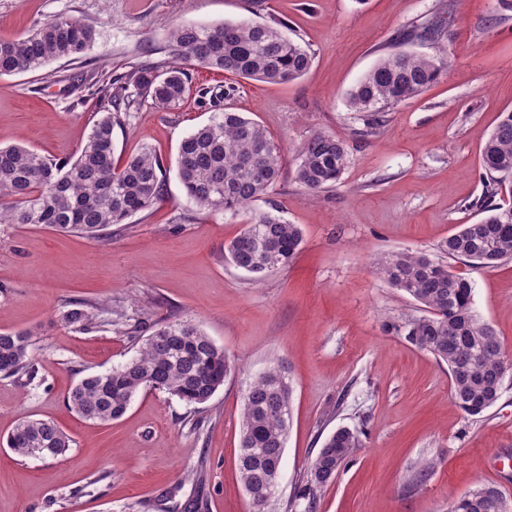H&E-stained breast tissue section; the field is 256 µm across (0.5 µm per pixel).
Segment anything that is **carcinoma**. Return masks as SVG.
Segmentation results:
<instances>
[{"label": "carcinoma", "mask_w": 512, "mask_h": 512, "mask_svg": "<svg viewBox=\"0 0 512 512\" xmlns=\"http://www.w3.org/2000/svg\"><path fill=\"white\" fill-rule=\"evenodd\" d=\"M96 29L70 18L48 19L19 37L0 36V75L34 72L50 62L82 59L95 41ZM173 63L140 65L109 75L97 92L100 113L77 156L65 162L23 145L0 147V224H34L58 232H76L91 239L114 225L151 208L161 199L164 168L149 149L113 162L112 131L121 113L151 101L175 109L190 96L208 91L192 85L189 71L203 67L245 79L281 85L301 78L312 57L288 38L281 24L244 20L210 26L177 25L168 34ZM448 69V52L432 54L392 51L380 58L348 93L355 112L366 114L373 132L384 113L435 83ZM295 181L308 192L340 184L348 164L343 140L317 132L297 148ZM488 176L480 204L486 216L464 224L441 245L446 259L423 252L401 251L382 256L377 267L394 288L416 301L422 314L391 324L388 329L447 364L453 403L477 416L500 398L512 361L505 359L494 330L473 308L471 280L454 273L449 261L462 260L493 268L512 260V206L493 203L496 175H512V111L503 113L480 150ZM282 147L255 120L231 107L216 112L179 146L177 176L187 200L196 208L235 217L263 200L280 179ZM303 243L300 225L269 212L254 213L226 246L227 257L259 282L290 264ZM83 301L71 303L64 323L87 332L105 323L122 329L123 315ZM138 353L107 373L82 378L65 401L79 418L105 424L121 418L134 396L158 390L195 413L224 386L234 369L232 360L194 324L174 320L146 328ZM35 342L28 330L0 332V374L37 378ZM292 417L286 366L279 361L256 376L243 396L238 470L252 503V512H266L276 492L277 465L283 456ZM70 437L48 419L25 418L6 444L16 455L45 458L63 455ZM360 447L356 430L339 428L329 435L310 462L293 505L315 512L324 487ZM504 500L494 486H481L453 500L448 512H501Z\"/></svg>", "instance_id": "1"}]
</instances>
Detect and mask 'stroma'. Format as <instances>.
Wrapping results in <instances>:
<instances>
[{
    "instance_id": "1",
    "label": "stroma",
    "mask_w": 512,
    "mask_h": 512,
    "mask_svg": "<svg viewBox=\"0 0 512 512\" xmlns=\"http://www.w3.org/2000/svg\"><path fill=\"white\" fill-rule=\"evenodd\" d=\"M446 8L438 44L417 40ZM56 16L93 26L96 41L83 61L0 76V146L23 143L59 161L77 154L98 118L94 82L146 60L168 64L170 26L281 21L312 66L286 85L198 67L194 84L232 90L230 102L136 106L113 129L114 157L147 146L167 173L160 201L110 235L0 224V332H33L38 368L30 386L0 377V439L31 416L72 440L65 455L46 459L0 446V512H251L238 475L243 395L278 360L293 417L269 512H290L310 461L340 427L363 428L362 446L317 512H448L484 484L512 500V379L493 407L465 415L451 400L447 366L391 331L419 308L376 270L387 253L437 254L481 219L480 148L512 110V10L500 0H0V36ZM438 45L448 50L446 74L366 133L347 91L391 50L430 54ZM228 105L284 149L281 178L254 210L276 206L304 234L290 265L259 283L225 254L241 218L198 210L177 177L182 139ZM317 131L342 139L349 162L338 186L310 193L294 179L296 148ZM453 270L472 281L476 313L512 359V260ZM74 301L123 311L126 330L72 331L61 315ZM176 319L199 326L235 364L195 419L155 391L138 393L106 425L70 411L64 397L74 384L136 353V326ZM429 460L433 469L415 482Z\"/></svg>"
}]
</instances>
